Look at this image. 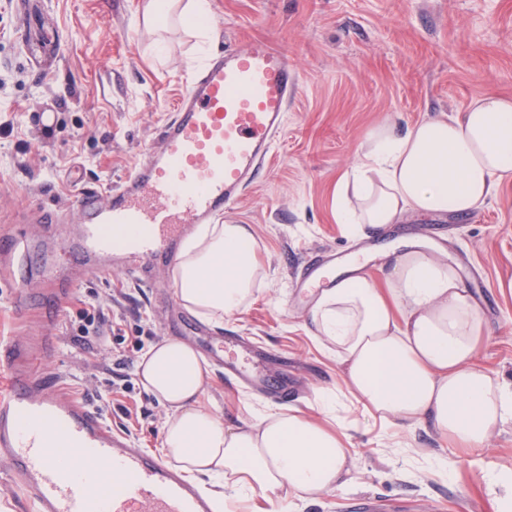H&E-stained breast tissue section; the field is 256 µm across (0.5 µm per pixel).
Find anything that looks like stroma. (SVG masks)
Listing matches in <instances>:
<instances>
[{
    "mask_svg": "<svg viewBox=\"0 0 512 512\" xmlns=\"http://www.w3.org/2000/svg\"><path fill=\"white\" fill-rule=\"evenodd\" d=\"M144 0H0V230L29 225L45 235L40 212L72 206L81 187L118 184L148 160L189 79L213 54L270 40L300 73L285 124L257 182L225 213L251 225L267 282L240 313L208 325L197 349L209 375L202 404L238 424L295 408L317 414L333 393L360 481L316 499L294 498L287 512H496L492 475L512 467V420L477 456L419 430L394 433L364 413L340 370L306 328L293 274L315 253L334 250L379 274L384 248L410 239L446 255L470 292L484 294L490 336L479 358L491 376L512 382V181L479 212L463 218L409 216L399 235L375 233V251L336 221V186L356 161L364 131L442 112L454 115L487 93L512 95V0H209L217 32L141 18ZM53 134L41 135L44 113ZM173 273L153 281L121 268L89 277L63 302L58 352L49 366L65 396L96 403L122 385L142 358L139 329L167 338ZM100 306L123 320L124 342L83 336L79 311ZM219 336H240L288 365L294 392L285 400L247 390L212 357ZM133 447L157 452L166 410L141 386L113 394L102 412ZM455 469H447L446 459Z\"/></svg>",
    "mask_w": 512,
    "mask_h": 512,
    "instance_id": "1",
    "label": "stroma"
}]
</instances>
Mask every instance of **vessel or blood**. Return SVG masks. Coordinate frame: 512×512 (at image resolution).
<instances>
[{
  "instance_id": "vessel-or-blood-1",
  "label": "vessel or blood",
  "mask_w": 512,
  "mask_h": 512,
  "mask_svg": "<svg viewBox=\"0 0 512 512\" xmlns=\"http://www.w3.org/2000/svg\"><path fill=\"white\" fill-rule=\"evenodd\" d=\"M299 75L287 54L269 40L214 55L191 81L165 125L150 160L110 191L82 193L74 206L76 228L44 263L45 297L32 303L23 273L9 267L15 315L37 312L45 334L0 336V460L8 465L32 512H215L213 501L179 470L132 447L90 405L63 396L45 363L56 350L53 332L60 303L74 282L61 269L78 256L85 273L123 265L141 279L155 268H176L179 243L196 225L218 222L255 183L284 126ZM23 232L0 235V256L28 252ZM325 264L303 267L298 288L328 286ZM234 371L251 388L287 394V378L271 381L269 352L242 344ZM98 463L95 471L62 467L61 457ZM111 471L104 481L102 471Z\"/></svg>"
}]
</instances>
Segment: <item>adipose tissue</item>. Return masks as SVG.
<instances>
[{
    "label": "adipose tissue",
    "instance_id": "adipose-tissue-1",
    "mask_svg": "<svg viewBox=\"0 0 512 512\" xmlns=\"http://www.w3.org/2000/svg\"><path fill=\"white\" fill-rule=\"evenodd\" d=\"M179 10L200 33L208 0H148L145 24ZM512 180V96L490 93L464 112L366 131L336 193L339 223L374 229L408 213L471 215ZM382 279H343L312 294L307 328L335 358L355 402L399 428L436 432L463 448L487 447L512 417V386L478 360L489 330L456 271L413 245L388 255ZM267 279L247 224H206L175 271L178 302L215 322L249 304ZM200 352L175 338L138 365L144 389L165 408L161 452L188 474L231 483L265 500L317 498L360 477L355 458L320 418L297 409L223 423L200 404Z\"/></svg>",
    "mask_w": 512,
    "mask_h": 512
}]
</instances>
